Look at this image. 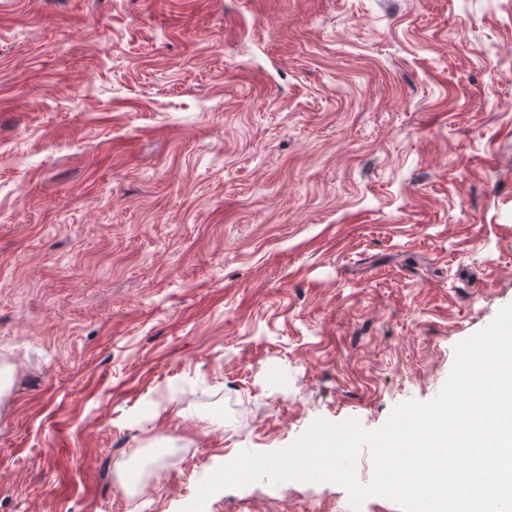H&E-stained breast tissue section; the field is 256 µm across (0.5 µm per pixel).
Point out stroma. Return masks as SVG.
<instances>
[{
  "mask_svg": "<svg viewBox=\"0 0 512 512\" xmlns=\"http://www.w3.org/2000/svg\"><path fill=\"white\" fill-rule=\"evenodd\" d=\"M508 304L512 0L0 6V512H184L433 400Z\"/></svg>",
  "mask_w": 512,
  "mask_h": 512,
  "instance_id": "stroma-1",
  "label": "stroma"
}]
</instances>
